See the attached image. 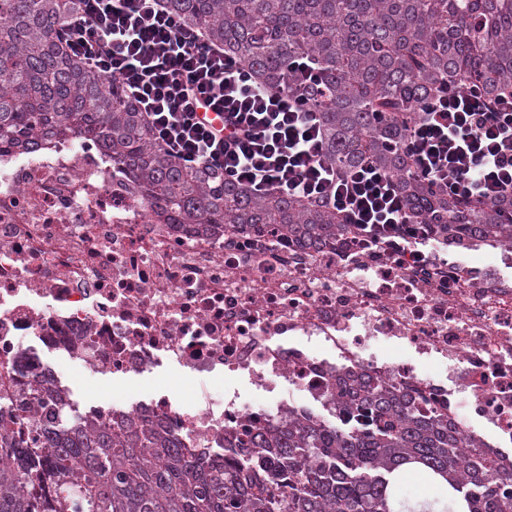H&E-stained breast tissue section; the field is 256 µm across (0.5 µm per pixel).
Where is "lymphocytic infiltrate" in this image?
I'll list each match as a JSON object with an SVG mask.
<instances>
[{
	"label": "lymphocytic infiltrate",
	"instance_id": "lymphocytic-infiltrate-1",
	"mask_svg": "<svg viewBox=\"0 0 512 512\" xmlns=\"http://www.w3.org/2000/svg\"><path fill=\"white\" fill-rule=\"evenodd\" d=\"M57 37L87 68L118 80L153 140L186 166L221 171L260 195L325 204L383 246L411 251L432 239L387 172L369 161L336 170L313 104L264 86L164 0H80ZM209 112L223 113L222 128ZM403 150L411 172L448 195L512 201V91L491 103L478 86H443Z\"/></svg>",
	"mask_w": 512,
	"mask_h": 512
}]
</instances>
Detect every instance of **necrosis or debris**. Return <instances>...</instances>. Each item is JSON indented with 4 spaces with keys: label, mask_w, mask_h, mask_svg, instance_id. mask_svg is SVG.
<instances>
[{
    "label": "necrosis or debris",
    "mask_w": 512,
    "mask_h": 512,
    "mask_svg": "<svg viewBox=\"0 0 512 512\" xmlns=\"http://www.w3.org/2000/svg\"><path fill=\"white\" fill-rule=\"evenodd\" d=\"M57 357L128 387L84 417H148L209 461L290 416L335 420L340 383L364 374L512 468V245L399 253L357 231L307 251L200 231L93 143H0V434L37 435ZM164 370L201 382L199 400L133 389Z\"/></svg>",
    "instance_id": "obj_1"
}]
</instances>
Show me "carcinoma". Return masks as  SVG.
Here are the masks:
<instances>
[{
  "mask_svg": "<svg viewBox=\"0 0 512 512\" xmlns=\"http://www.w3.org/2000/svg\"><path fill=\"white\" fill-rule=\"evenodd\" d=\"M74 0H0V142L77 138L99 144L148 202L180 224L286 235L315 249L350 225L322 205L255 195L156 145L118 83L87 69L56 31ZM206 39L274 88L321 112L329 160H364L393 175L410 214L438 237L512 243V205L451 197L416 178L401 149L424 99L447 84L489 97L512 86V0H167ZM310 57L321 83L297 87L289 61ZM51 409L35 448L12 444L0 467V512H396L393 475L407 465L467 512H512V470L466 452L457 425L424 402L369 380L336 395V422L288 421L224 446L205 465L148 418L78 422L73 402L43 386Z\"/></svg>",
  "mask_w": 512,
  "mask_h": 512,
  "instance_id": "cac0c4a2",
  "label": "carcinoma"
}]
</instances>
